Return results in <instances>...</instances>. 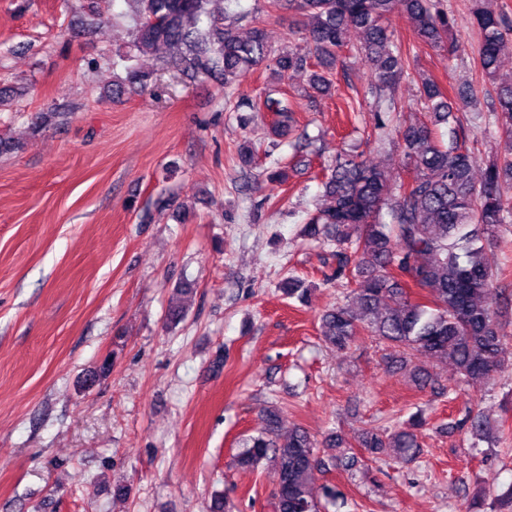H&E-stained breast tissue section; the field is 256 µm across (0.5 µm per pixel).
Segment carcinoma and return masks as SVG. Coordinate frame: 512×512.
I'll return each instance as SVG.
<instances>
[{"label": "carcinoma", "mask_w": 512, "mask_h": 512, "mask_svg": "<svg viewBox=\"0 0 512 512\" xmlns=\"http://www.w3.org/2000/svg\"><path fill=\"white\" fill-rule=\"evenodd\" d=\"M130 51L112 66L124 76L112 94L143 93L153 83L154 71L138 65V56L165 50L161 70L183 82L211 81L225 90L255 68L270 63L277 82L268 86L264 106L276 116L273 132L282 134L295 122L288 102L275 97L279 81L290 71L308 72L305 97L330 90L326 76L311 71L335 60L346 33H361L358 55L368 63L370 82L364 96L375 112H401L398 88L409 77L410 60L388 28L390 15L404 9L416 37L427 46L445 50L454 60L448 35L456 18L445 12L441 0H268L267 7L297 11L303 45L276 48L259 21L245 11L216 13L210 0H124ZM471 22L480 33L475 76L490 85L483 99L462 102L464 108L487 112L488 123L508 146L502 158L488 161L475 179L478 160L463 127L451 131L448 143L435 128L455 117L445 90L434 79H421L418 90L425 118L404 127L376 123L378 138L394 139L402 162L414 170L408 184L398 183L383 167L358 156L340 154L322 182L326 205L306 221L308 239L336 245L335 276L348 280L357 308L338 306L320 318L322 340L346 351L366 333L404 354H425L450 362L458 379L481 384L512 370L502 357L504 336L492 303L498 273L485 261L487 246L501 227L512 224V76L499 72V56L512 40V19L491 8L493 0H472ZM425 291L432 305L413 300L409 284ZM425 420L412 415L403 427L387 435L364 431L357 447L374 457L388 451L415 459L421 448L419 430ZM459 425L480 437L485 420L466 415ZM352 445L334 433L316 439L300 426L284 427L281 412L264 411L263 427L246 439L236 465L253 470L272 463L277 474L274 512H325V504H346L328 484L316 485L314 474L329 466L355 468ZM469 512H512V486L488 499L473 496Z\"/></svg>", "instance_id": "carcinoma-1"}]
</instances>
